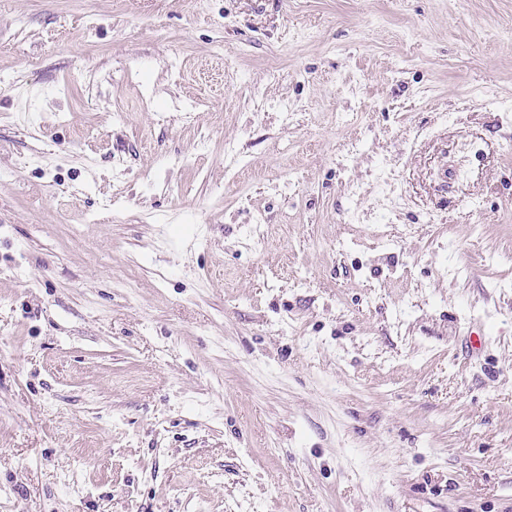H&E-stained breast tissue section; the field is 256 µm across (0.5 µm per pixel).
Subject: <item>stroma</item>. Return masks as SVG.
<instances>
[{
    "label": "stroma",
    "instance_id": "obj_1",
    "mask_svg": "<svg viewBox=\"0 0 512 512\" xmlns=\"http://www.w3.org/2000/svg\"><path fill=\"white\" fill-rule=\"evenodd\" d=\"M0 512H512V0H0Z\"/></svg>",
    "mask_w": 512,
    "mask_h": 512
}]
</instances>
